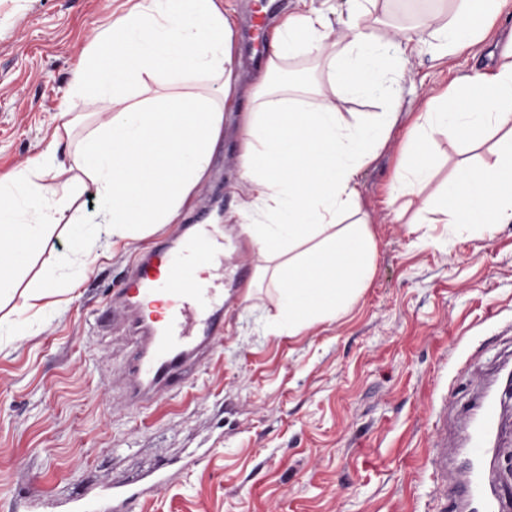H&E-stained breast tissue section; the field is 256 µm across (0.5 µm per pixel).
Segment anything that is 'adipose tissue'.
I'll list each match as a JSON object with an SVG mask.
<instances>
[{"label":"adipose tissue","instance_id":"obj_1","mask_svg":"<svg viewBox=\"0 0 512 512\" xmlns=\"http://www.w3.org/2000/svg\"><path fill=\"white\" fill-rule=\"evenodd\" d=\"M500 2L450 0L446 16L425 14L411 31L378 37L359 23L364 0H345L341 42L320 9L300 5L274 26L263 70L243 87L235 19L224 0H133L119 26L98 33L85 71L70 87L76 98L95 89L105 121L76 142L72 131L80 119L66 120L34 167L0 177V299L19 288L21 270L73 206V196L44 183L66 173L59 151L71 154V166L97 192L98 223L70 240L71 255L86 257L93 244L178 223L208 172L225 113L243 97L249 102L239 117L247 198L237 217L258 259L255 278L270 280L277 324L289 335L335 319L375 271V241L359 215L358 176L405 107L387 75L389 57L407 59L427 39L437 41L441 58L474 50ZM296 59L323 66L326 82L292 77ZM190 72L203 78L202 91H176ZM130 85L153 92L137 100L124 92ZM350 96L375 99L381 110L348 122L338 103ZM414 128L393 193L431 182L438 138L476 142L492 130L499 134L494 163L458 162L420 209L444 224L512 223V40L497 66L444 87L416 114Z\"/></svg>","mask_w":512,"mask_h":512}]
</instances>
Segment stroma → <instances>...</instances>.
Wrapping results in <instances>:
<instances>
[{
    "label": "stroma",
    "mask_w": 512,
    "mask_h": 512,
    "mask_svg": "<svg viewBox=\"0 0 512 512\" xmlns=\"http://www.w3.org/2000/svg\"><path fill=\"white\" fill-rule=\"evenodd\" d=\"M125 0H0V176L31 166L64 114L96 117L93 95L66 90L99 30ZM236 19L239 78L257 69L251 41L267 43L263 0H226ZM512 31L507 0L486 54L433 59L429 46L396 67L414 107L480 66H494ZM412 117L400 113L378 157L359 174L360 207L376 245L375 272L345 313L300 335L274 331L268 290L244 293L256 257L229 216L244 199L241 129L224 122L208 173L179 223L157 236L178 246L185 225L224 237L214 273L224 299V344L165 396L134 410L129 368L138 343L130 316L106 299L141 240L93 253L52 317L0 301V512H67L112 488L149 485L128 512H439L427 438L440 401L448 427L494 384L512 355V224L485 231L419 223L413 195L388 203ZM495 141L439 140L438 180L460 156L492 163Z\"/></svg>",
    "instance_id": "stroma-1"
}]
</instances>
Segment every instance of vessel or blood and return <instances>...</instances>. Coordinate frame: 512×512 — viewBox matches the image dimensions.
<instances>
[{"mask_svg": "<svg viewBox=\"0 0 512 512\" xmlns=\"http://www.w3.org/2000/svg\"><path fill=\"white\" fill-rule=\"evenodd\" d=\"M223 257L224 243L217 237L194 236L176 252L160 242L138 251L123 282L111 291L108 306L136 316L139 356L128 390L133 406H144L170 391L218 347L224 322L209 307L223 291L211 287L205 269ZM500 433L498 402L483 394L467 416L462 472L451 488L439 490L441 500H453L457 512H512V499L493 489L491 459ZM432 446L433 467L447 477V429L435 433Z\"/></svg>", "mask_w": 512, "mask_h": 512, "instance_id": "obj_1", "label": "vessel or blood"}]
</instances>
